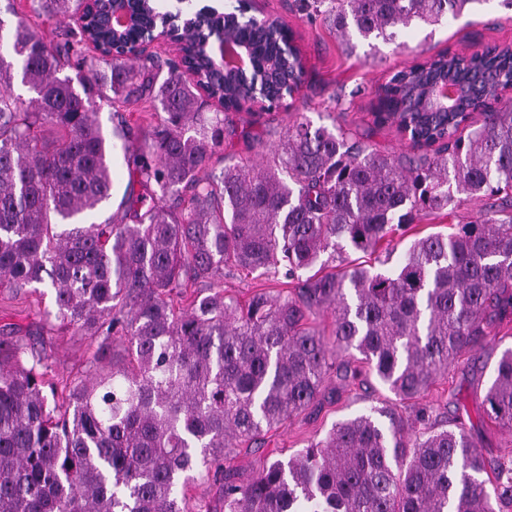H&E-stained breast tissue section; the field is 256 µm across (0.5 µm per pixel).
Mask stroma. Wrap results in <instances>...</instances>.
<instances>
[{
  "label": "stroma",
  "mask_w": 512,
  "mask_h": 512,
  "mask_svg": "<svg viewBox=\"0 0 512 512\" xmlns=\"http://www.w3.org/2000/svg\"><path fill=\"white\" fill-rule=\"evenodd\" d=\"M258 6L279 17L293 32L305 62L306 82L288 107L278 112L235 115V125L242 135L213 158L211 167L215 170L223 168L228 157L260 164L266 149L278 143L288 122L302 116L316 122L325 114L330 122L352 131L377 150L408 151L407 140L395 128L374 129L369 125L378 87L393 72L441 52L466 53L475 45L512 46V10L504 8L500 0H485L477 9L448 23L400 29L396 43L380 42L373 47L357 36L347 44L339 41L321 20L299 12L294 0H258ZM333 95L339 103L332 110L328 104ZM4 327L36 338L53 373L60 377L80 376L97 345L78 329L62 332L44 323L36 315L30 297L21 293L12 298L0 288V329ZM511 347L512 324L505 323L463 352L423 399L438 423L462 420L474 442L492 460L512 459V434L486 417L482 400L498 359ZM380 402L392 406L396 400L372 374L361 373L354 384L343 389L337 388L335 381H327L319 404L295 415L285 426L235 449L233 465L239 483H248L266 465L288 460L311 442L324 439L335 423Z\"/></svg>",
  "instance_id": "1"
}]
</instances>
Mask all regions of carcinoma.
I'll use <instances>...</instances> for the list:
<instances>
[{
    "instance_id": "obj_1",
    "label": "carcinoma",
    "mask_w": 512,
    "mask_h": 512,
    "mask_svg": "<svg viewBox=\"0 0 512 512\" xmlns=\"http://www.w3.org/2000/svg\"><path fill=\"white\" fill-rule=\"evenodd\" d=\"M84 0H34L74 24L50 48L30 23L0 17V286L54 292L46 321L98 339L86 375L56 380L38 343L0 339V512H211L185 507L200 477L224 512H509L512 461L482 480L485 460L463 425L436 429L418 401L468 346L512 323V108L488 90L460 112H415L410 86L454 65L491 70L512 87V47L437 58L396 71L378 91L376 127L411 144L398 155L304 118L288 125L260 167L210 170L234 132L228 111L242 83L214 85L207 111L194 67L208 62L115 54L88 63ZM486 0H299L350 44L393 41L412 24L438 25ZM254 41L257 65L280 36ZM78 69V78L63 74ZM33 96L12 90L15 73ZM112 107L107 137L96 103ZM160 105L141 132L124 113ZM129 182L112 198L115 152ZM480 219L408 245L380 271L395 234L463 203ZM361 253L364 260L350 255ZM291 285L248 299L224 293V271ZM331 314V329L318 319ZM128 362L111 363L112 338ZM372 371L404 411L373 406L246 485L232 449L314 404L325 383ZM486 416L512 434V348L485 396ZM112 179H113V196L103 204L97 215L96 222H100L105 217L119 212L118 206L120 204L124 189L128 183V170L123 159L122 153L114 154L112 157ZM121 216L119 212L118 218Z\"/></svg>"
}]
</instances>
